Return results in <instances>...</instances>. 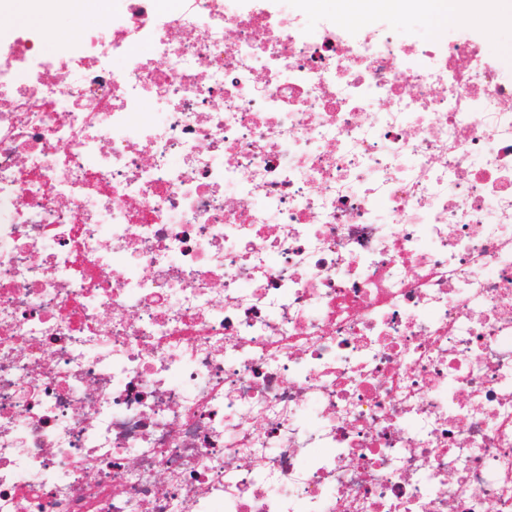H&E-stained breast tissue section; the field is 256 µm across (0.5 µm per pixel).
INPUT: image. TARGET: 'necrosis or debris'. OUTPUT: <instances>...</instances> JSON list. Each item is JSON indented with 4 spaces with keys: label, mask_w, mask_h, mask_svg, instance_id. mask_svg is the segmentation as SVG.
Returning a JSON list of instances; mask_svg holds the SVG:
<instances>
[{
    "label": "necrosis or debris",
    "mask_w": 512,
    "mask_h": 512,
    "mask_svg": "<svg viewBox=\"0 0 512 512\" xmlns=\"http://www.w3.org/2000/svg\"><path fill=\"white\" fill-rule=\"evenodd\" d=\"M122 2L0 36V512H512V62ZM91 5L105 4L103 9L87 8L80 13L60 12L56 14L55 26L62 30L63 36L51 39L44 37L38 44V53L46 58H51L56 49L60 38L76 33L79 29H87L103 24L112 17V12L116 11L120 5L119 0H92Z\"/></svg>",
    "instance_id": "necrosis-or-debris-1"
}]
</instances>
